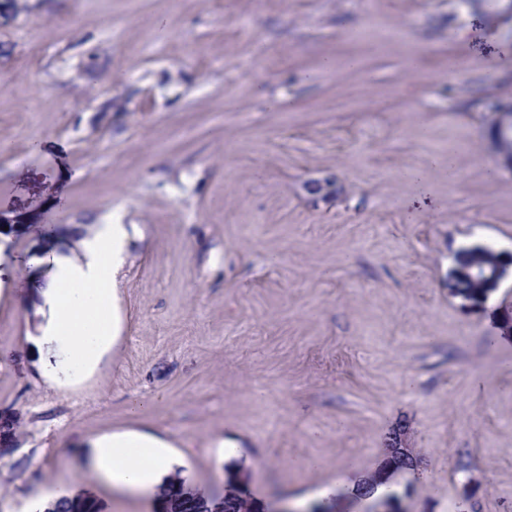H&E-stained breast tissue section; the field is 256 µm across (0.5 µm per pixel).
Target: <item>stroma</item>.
<instances>
[{
	"label": "stroma",
	"mask_w": 512,
	"mask_h": 512,
	"mask_svg": "<svg viewBox=\"0 0 512 512\" xmlns=\"http://www.w3.org/2000/svg\"><path fill=\"white\" fill-rule=\"evenodd\" d=\"M481 0H0V512H512V13ZM331 180L336 192L312 194ZM123 224L94 371L33 338L75 224ZM174 463L153 494L104 435ZM408 449L417 469L384 471ZM503 119L497 115V118L492 124V133L497 136L500 143V150L504 152H511L512 150V127L508 124L506 129H502ZM497 140H493V146L497 154L501 158L505 167L512 172V154H504L497 149ZM497 262L500 264L495 271L493 279L485 284V287L487 288H494L498 281L503 277L505 266L501 264V254L495 252L489 247L479 246L465 251L464 258L459 264L465 266H458L453 271L454 279L456 283L460 282L462 279H469L461 284L463 290L475 295L483 294L487 288H482L483 284L481 283L470 281V279L477 280L474 268L470 266L476 267L479 277H483L486 273H492L496 269ZM94 448L96 471L119 489L149 490L172 465L166 443L150 434L103 436ZM58 499H52L47 497L43 500V502H35L33 504L32 512H44L46 508H50L54 503H56ZM40 509V510H39ZM44 509V510H42ZM38 510V511H37ZM46 512H93L91 506L81 505L76 503L73 500L62 498L57 502V504L52 509H48Z\"/></svg>",
	"instance_id": "35a3bbf8"
}]
</instances>
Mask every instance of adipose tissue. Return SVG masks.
Instances as JSON below:
<instances>
[{"label": "adipose tissue", "instance_id": "ef3b65f1", "mask_svg": "<svg viewBox=\"0 0 512 512\" xmlns=\"http://www.w3.org/2000/svg\"><path fill=\"white\" fill-rule=\"evenodd\" d=\"M81 244V261L58 260L42 338L65 347L76 364L89 367L113 340V288L124 262V230L105 224L83 237ZM94 465L116 488L146 491L170 470L172 456L166 443L153 435H111L97 439Z\"/></svg>", "mask_w": 512, "mask_h": 512}]
</instances>
